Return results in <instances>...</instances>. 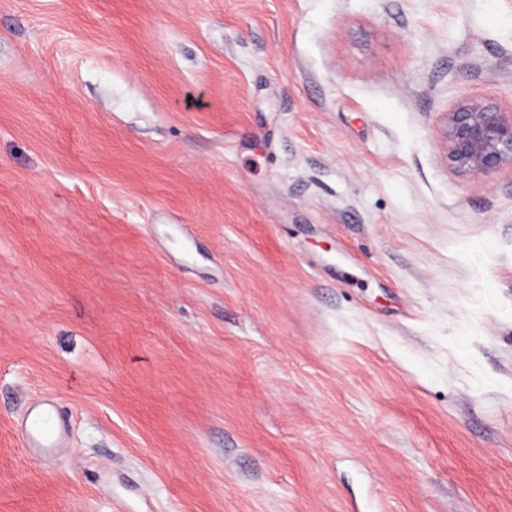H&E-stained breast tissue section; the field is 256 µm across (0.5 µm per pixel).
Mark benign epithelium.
<instances>
[{
    "label": "benign epithelium",
    "instance_id": "obj_1",
    "mask_svg": "<svg viewBox=\"0 0 512 512\" xmlns=\"http://www.w3.org/2000/svg\"><path fill=\"white\" fill-rule=\"evenodd\" d=\"M448 162L465 174L512 169V111L463 97L446 113Z\"/></svg>",
    "mask_w": 512,
    "mask_h": 512
}]
</instances>
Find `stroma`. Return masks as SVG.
I'll return each instance as SVG.
<instances>
[{"instance_id": "1", "label": "stroma", "mask_w": 512, "mask_h": 512, "mask_svg": "<svg viewBox=\"0 0 512 512\" xmlns=\"http://www.w3.org/2000/svg\"><path fill=\"white\" fill-rule=\"evenodd\" d=\"M464 96L512 0H0V512H512ZM50 402L41 404L29 414V424L24 431V444L26 447L41 448L48 453L58 440V433L53 425Z\"/></svg>"}]
</instances>
